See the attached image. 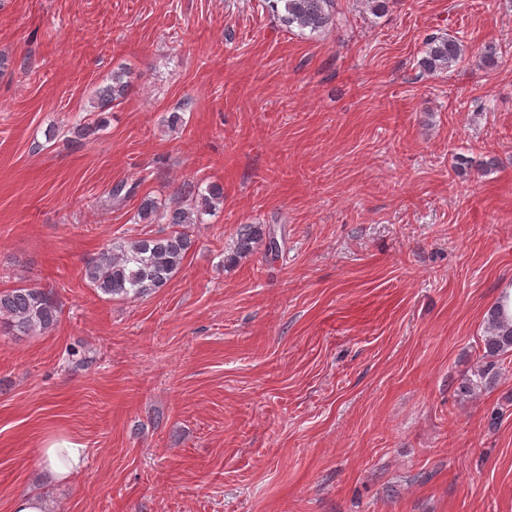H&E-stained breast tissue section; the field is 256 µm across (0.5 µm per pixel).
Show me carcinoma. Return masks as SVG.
Here are the masks:
<instances>
[{
	"mask_svg": "<svg viewBox=\"0 0 512 512\" xmlns=\"http://www.w3.org/2000/svg\"><path fill=\"white\" fill-rule=\"evenodd\" d=\"M267 8L287 29L300 33L319 34L334 25L335 0H263ZM463 41L448 34H431L425 40L422 56L417 60L421 73L434 76L466 58ZM502 53L488 46L480 53L477 66L494 69L499 66ZM131 86L130 72L120 68L112 72L110 83L96 91L99 113L91 121L72 127V134L81 139L108 124L106 110L122 101ZM224 205V187L211 182L197 192L187 206H166L146 196L137 210L139 224H167L170 231L113 243L86 261L84 278L89 285L110 299H126L150 294L174 277L194 246L190 228L204 223L203 216L211 215ZM273 255L279 244L273 232L257 224H245L237 231L236 248L229 262L251 254L258 246ZM507 304L499 300L487 311L482 355L471 375L458 386L462 395L493 387L500 375L499 359L512 353V315ZM59 305L54 296L37 287L21 286L0 291V327L15 335L46 332L58 322Z\"/></svg>",
	"mask_w": 512,
	"mask_h": 512,
	"instance_id": "1",
	"label": "carcinoma"
}]
</instances>
